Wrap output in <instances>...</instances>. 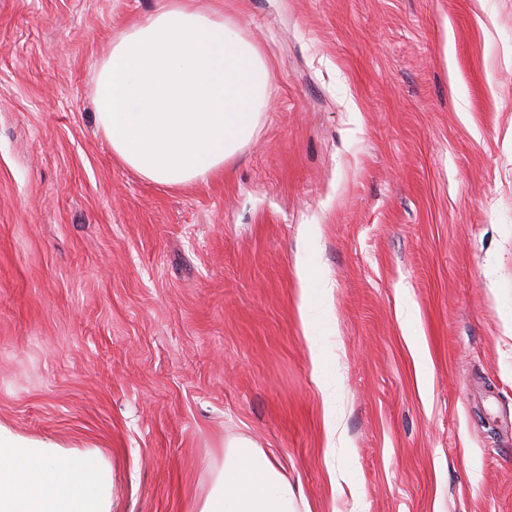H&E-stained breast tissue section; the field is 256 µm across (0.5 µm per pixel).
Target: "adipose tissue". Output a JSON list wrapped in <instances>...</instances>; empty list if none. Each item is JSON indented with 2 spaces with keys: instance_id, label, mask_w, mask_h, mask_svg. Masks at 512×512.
Listing matches in <instances>:
<instances>
[{
  "instance_id": "obj_1",
  "label": "adipose tissue",
  "mask_w": 512,
  "mask_h": 512,
  "mask_svg": "<svg viewBox=\"0 0 512 512\" xmlns=\"http://www.w3.org/2000/svg\"><path fill=\"white\" fill-rule=\"evenodd\" d=\"M272 73L215 0H161L98 67L96 122L125 166L180 187L223 173L250 142ZM98 454L64 452L0 423V512H110ZM197 512H299L265 452L236 437Z\"/></svg>"
}]
</instances>
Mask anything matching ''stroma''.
Wrapping results in <instances>:
<instances>
[{
    "label": "stroma",
    "instance_id": "stroma-1",
    "mask_svg": "<svg viewBox=\"0 0 512 512\" xmlns=\"http://www.w3.org/2000/svg\"><path fill=\"white\" fill-rule=\"evenodd\" d=\"M218 3L270 100L174 188L93 104L158 0H0V423L111 512H197L238 436L311 512H512V0Z\"/></svg>",
    "mask_w": 512,
    "mask_h": 512
}]
</instances>
